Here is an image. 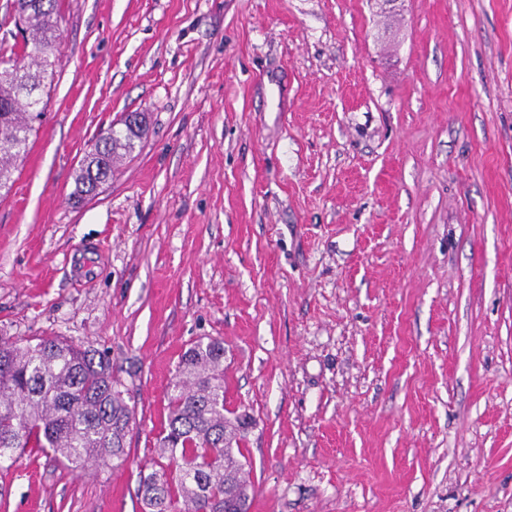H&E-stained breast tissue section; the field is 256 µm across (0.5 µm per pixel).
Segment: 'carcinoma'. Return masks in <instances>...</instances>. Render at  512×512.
I'll use <instances>...</instances> for the list:
<instances>
[{
    "label": "carcinoma",
    "instance_id": "obj_1",
    "mask_svg": "<svg viewBox=\"0 0 512 512\" xmlns=\"http://www.w3.org/2000/svg\"><path fill=\"white\" fill-rule=\"evenodd\" d=\"M27 16L23 49L38 59L40 89L51 84L59 59V0ZM0 190H9L10 161L25 151L45 107L20 100L16 71L29 68L1 55ZM127 128L104 141L103 176L134 150ZM134 409L104 358L57 338L18 341L0 336V466L17 455L50 453L62 465L90 462L116 467L127 458ZM252 421L224 415V343L199 341L180 357L167 393V417L158 455L166 464L140 477L143 512H248L253 491L239 460Z\"/></svg>",
    "mask_w": 512,
    "mask_h": 512
}]
</instances>
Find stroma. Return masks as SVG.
I'll use <instances>...</instances> for the list:
<instances>
[{
	"label": "stroma",
	"instance_id": "1",
	"mask_svg": "<svg viewBox=\"0 0 512 512\" xmlns=\"http://www.w3.org/2000/svg\"><path fill=\"white\" fill-rule=\"evenodd\" d=\"M60 32L0 336L104 354L135 421L116 469L22 456L0 512H141L208 338L250 512H512V0H62ZM124 129L117 134L112 130V134L104 141L102 154L104 155L103 165H97V169L103 168V176L110 177L114 171L117 163L123 158L124 155L130 154L134 147L132 145V136L136 135L123 123ZM123 151V152H121Z\"/></svg>",
	"mask_w": 512,
	"mask_h": 512
}]
</instances>
